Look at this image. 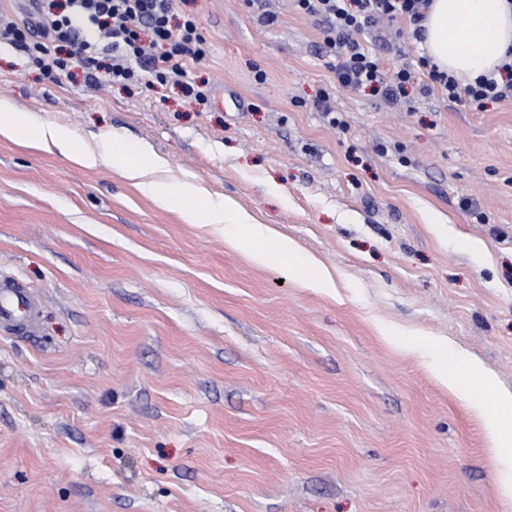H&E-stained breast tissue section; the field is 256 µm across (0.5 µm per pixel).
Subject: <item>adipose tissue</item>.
Instances as JSON below:
<instances>
[{"mask_svg": "<svg viewBox=\"0 0 512 512\" xmlns=\"http://www.w3.org/2000/svg\"><path fill=\"white\" fill-rule=\"evenodd\" d=\"M421 47L431 64L464 81L490 74L512 52V0H432ZM0 138L35 149L59 151L86 169H116L159 207L177 211L188 224H207L256 264L295 274L304 287L329 292L336 283L317 259L229 199H216L190 175L166 178V161L142 143L113 147L111 139L90 148L67 128L37 121L0 101ZM440 383L485 420L493 458L512 460V394L498 389L492 374L454 355L433 365Z\"/></svg>", "mask_w": 512, "mask_h": 512, "instance_id": "ef3b65f1", "label": "adipose tissue"}]
</instances>
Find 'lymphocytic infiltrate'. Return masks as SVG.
Wrapping results in <instances>:
<instances>
[{
	"instance_id": "f902f5d3",
	"label": "lymphocytic infiltrate",
	"mask_w": 512,
	"mask_h": 512,
	"mask_svg": "<svg viewBox=\"0 0 512 512\" xmlns=\"http://www.w3.org/2000/svg\"><path fill=\"white\" fill-rule=\"evenodd\" d=\"M295 7L318 19L325 44L335 49L336 77L345 87L370 89L385 98H396L412 77L410 66L394 74L383 71L375 53L360 37L379 20H408L414 38H421V23L430 0H293ZM173 0H54L38 9L34 22H19L0 10V47L27 51L49 75L79 64L89 82L131 88L143 75L163 85L178 87L197 103L208 100L205 85L191 82L188 66L203 60L208 47L192 17L171 25ZM427 67L431 83L453 102L483 106L486 101L512 97V58L499 67L496 78L479 77L461 84L453 76Z\"/></svg>"
}]
</instances>
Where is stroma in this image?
Returning <instances> with one entry per match:
<instances>
[{
	"instance_id": "35a3bbf8",
	"label": "stroma",
	"mask_w": 512,
	"mask_h": 512,
	"mask_svg": "<svg viewBox=\"0 0 512 512\" xmlns=\"http://www.w3.org/2000/svg\"><path fill=\"white\" fill-rule=\"evenodd\" d=\"M273 7L266 25L244 0H175L171 24L193 16L209 47L204 106L0 50V99L88 144H148L337 284L0 138V278L39 301L35 335L0 329V512H512V462L406 346L433 339L512 392V99L422 93L407 28L372 43L387 72L415 67L397 103L343 87L322 22Z\"/></svg>"
}]
</instances>
